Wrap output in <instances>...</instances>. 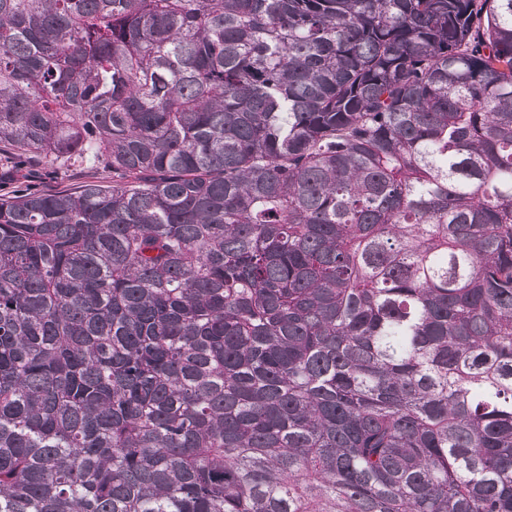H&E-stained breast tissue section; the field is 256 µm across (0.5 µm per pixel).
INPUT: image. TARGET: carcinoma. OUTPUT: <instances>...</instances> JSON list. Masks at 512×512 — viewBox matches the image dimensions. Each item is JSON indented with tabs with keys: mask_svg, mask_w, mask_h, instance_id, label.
<instances>
[{
	"mask_svg": "<svg viewBox=\"0 0 512 512\" xmlns=\"http://www.w3.org/2000/svg\"><path fill=\"white\" fill-rule=\"evenodd\" d=\"M0 512H512V0H0ZM23 164L27 171L24 180L15 182L4 178L2 175L0 195L17 193L14 191L20 190L54 191L68 189L74 192L84 189L88 184L112 185V168L107 169L102 175H98L97 179H92L84 171L72 166L53 171L35 153L23 158Z\"/></svg>",
	"mask_w": 512,
	"mask_h": 512,
	"instance_id": "1",
	"label": "carcinoma"
}]
</instances>
